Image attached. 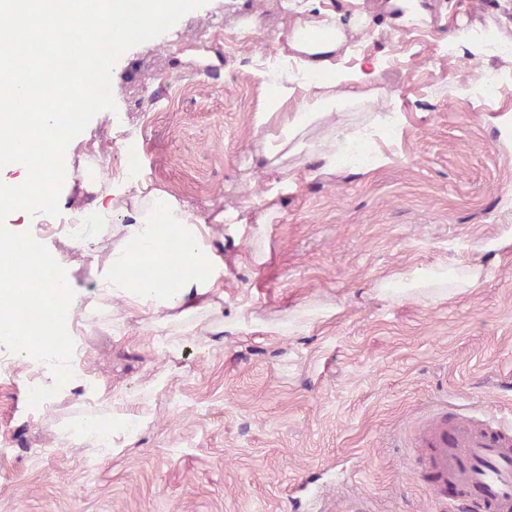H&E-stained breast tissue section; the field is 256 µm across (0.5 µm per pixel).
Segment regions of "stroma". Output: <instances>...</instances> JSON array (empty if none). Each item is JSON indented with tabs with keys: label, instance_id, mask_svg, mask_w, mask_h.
Wrapping results in <instances>:
<instances>
[{
	"label": "stroma",
	"instance_id": "stroma-1",
	"mask_svg": "<svg viewBox=\"0 0 512 512\" xmlns=\"http://www.w3.org/2000/svg\"><path fill=\"white\" fill-rule=\"evenodd\" d=\"M430 18L391 23V0H208L114 64L115 110L69 144L60 218L89 207L85 181L138 172L210 221L224 258L220 311L188 333L98 288L117 238L90 252L40 241L75 293L77 376L43 410L35 361L0 344V512H448L419 429L441 417L512 428V58L455 31L512 41V0H431ZM335 15L339 68L379 63L377 81L330 121L369 135L368 167L327 170L300 152L269 166L279 131L257 70L294 18ZM499 73L500 93L471 85ZM111 167L101 168V157ZM236 224H217L220 212ZM440 270L476 274L459 289ZM426 285L400 300L377 281ZM149 416L111 451L85 419Z\"/></svg>",
	"mask_w": 512,
	"mask_h": 512
}]
</instances>
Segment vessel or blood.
Instances as JSON below:
<instances>
[{
	"label": "vessel or blood",
	"mask_w": 512,
	"mask_h": 512,
	"mask_svg": "<svg viewBox=\"0 0 512 512\" xmlns=\"http://www.w3.org/2000/svg\"><path fill=\"white\" fill-rule=\"evenodd\" d=\"M437 485L473 496L485 512H512V433L461 417L419 433Z\"/></svg>",
	"instance_id": "b4317fda"
}]
</instances>
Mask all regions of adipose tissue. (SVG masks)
I'll use <instances>...</instances> for the list:
<instances>
[{
	"instance_id": "ef3b65f1",
	"label": "adipose tissue",
	"mask_w": 512,
	"mask_h": 512,
	"mask_svg": "<svg viewBox=\"0 0 512 512\" xmlns=\"http://www.w3.org/2000/svg\"><path fill=\"white\" fill-rule=\"evenodd\" d=\"M286 42L293 61L312 75L313 81L280 86L270 112L283 113L284 119L275 138L265 141L263 154L272 161L283 151L296 154L307 148L328 164H335L357 143L354 137L326 123L336 101L334 88L349 80H373L378 72L360 70L349 75L337 71L336 58L346 37L331 15L296 19ZM270 112L260 113L258 124H265ZM313 126L321 127L322 133L315 142L305 143L304 137ZM89 189L96 199L78 212L77 220L89 225L92 233L77 238V247L92 243L93 233L105 230L109 216L118 213L123 218L118 226L122 239L114 246L110 262L98 273L101 290L141 313L157 316L162 326L216 308L224 259L212 249L204 219L175 196L152 188L135 175L95 182ZM125 199L131 200V207H122Z\"/></svg>"
}]
</instances>
